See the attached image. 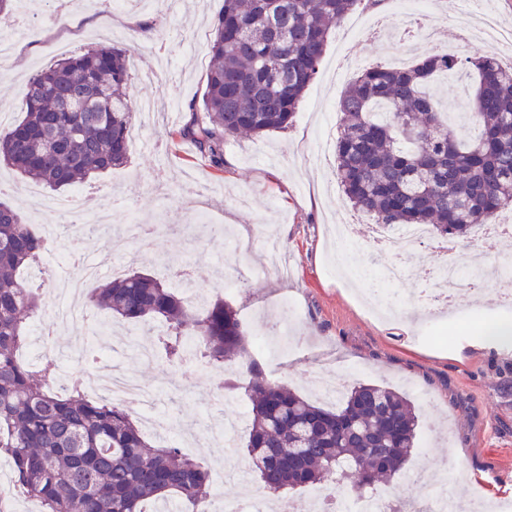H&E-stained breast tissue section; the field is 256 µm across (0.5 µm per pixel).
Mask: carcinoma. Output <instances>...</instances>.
I'll use <instances>...</instances> for the list:
<instances>
[{
	"label": "carcinoma",
	"mask_w": 512,
	"mask_h": 512,
	"mask_svg": "<svg viewBox=\"0 0 512 512\" xmlns=\"http://www.w3.org/2000/svg\"><path fill=\"white\" fill-rule=\"evenodd\" d=\"M380 0H224L213 24L201 105L177 130L224 170V143L288 126L315 79L331 30ZM454 74L470 88L462 133L433 87ZM336 168L352 207L376 224H428L439 237L466 236L512 207V65L494 56L428 55L406 69L377 66L340 100ZM22 118L0 131V162L50 189L126 163L133 98L126 50L102 45L33 77ZM47 238L0 203V456L17 491L41 512H146L178 500L187 512L211 497L208 473L177 447L154 446L119 403L51 382L19 360L30 324L48 316L22 272ZM91 306L118 322H158L169 360L196 344L209 367L241 368L251 423L248 473L282 494L352 482L373 490L417 448L411 401L385 384L353 387L334 409L267 379L237 312L222 299L192 309L172 286L133 273L94 289Z\"/></svg>",
	"instance_id": "carcinoma-1"
}]
</instances>
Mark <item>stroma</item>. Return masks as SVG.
Returning a JSON list of instances; mask_svg holds the SVG:
<instances>
[{
    "label": "stroma",
    "mask_w": 512,
    "mask_h": 512,
    "mask_svg": "<svg viewBox=\"0 0 512 512\" xmlns=\"http://www.w3.org/2000/svg\"><path fill=\"white\" fill-rule=\"evenodd\" d=\"M223 0H160L151 13L113 0H16L0 25L14 29V45L0 62V127L20 118L17 105L31 77L58 60L112 44L127 51L131 90L137 99L171 104L169 118L129 139L125 165L101 172L89 191L67 186L54 191L69 202L65 211L36 214L25 192L28 179L0 166V202L27 221L48 226L78 223L103 199L115 200L107 226L114 233L137 222L154 227L151 251L132 263L134 271L164 277L182 266L193 268L195 288L222 296L238 312L248 340L266 337L270 353L261 361L266 375L315 398L313 384L326 377L344 390L360 383L387 384L405 393L419 416L418 451L403 474L383 487L397 501H418L427 493L414 473L440 463L457 471L452 494L463 501L481 497L512 500V338L475 336L474 319L512 322V308L474 298L461 289L452 307L425 311L418 300L431 286L440 254L417 248L404 280L382 273V258L369 246L370 221L354 213L329 171L333 157L314 156L321 113H338L346 82L336 71L358 76L402 50L399 42L375 37L372 30L340 42L332 30L314 82L287 129L238 137L224 145V169L215 171L195 146L177 135L190 101L201 100L211 64L212 20ZM492 8L501 28H512V0H435L439 16L435 41L455 46L458 57L487 53L480 42L455 40L459 27L474 28L483 8ZM221 199V241L192 222L195 194ZM351 219L348 264L368 285L390 297L387 314L368 311L349 284L332 274L331 233ZM262 227L293 258L287 286L262 274L263 244L240 251L237 239L248 227ZM87 325L61 331L51 353L74 374L92 366L77 347ZM125 363L141 385L157 397V412L186 429L202 430L219 419L218 407L234 409L235 399L216 405L223 371L195 374L167 357L148 361L128 351Z\"/></svg>",
    "instance_id": "stroma-1"
}]
</instances>
